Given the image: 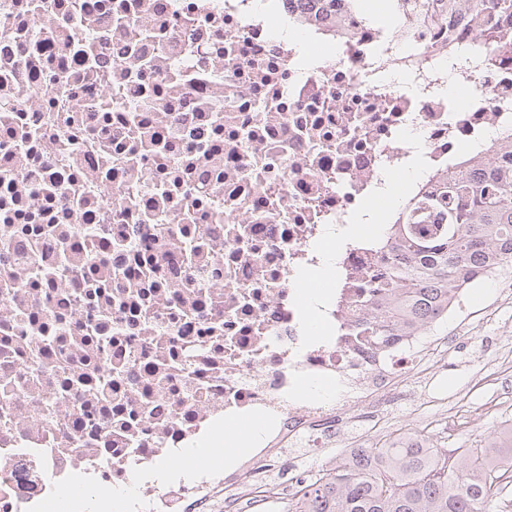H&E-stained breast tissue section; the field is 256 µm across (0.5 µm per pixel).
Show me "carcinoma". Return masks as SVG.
Here are the masks:
<instances>
[{
  "instance_id": "obj_1",
  "label": "carcinoma",
  "mask_w": 512,
  "mask_h": 512,
  "mask_svg": "<svg viewBox=\"0 0 512 512\" xmlns=\"http://www.w3.org/2000/svg\"><path fill=\"white\" fill-rule=\"evenodd\" d=\"M445 225L440 234L388 225L380 265L361 302L379 319L360 323L361 343L382 350L401 336L448 320L460 291L512 261V151L482 172L448 176L421 200ZM464 459L465 466L455 459ZM512 461V429L477 447L439 448L425 432L397 431L339 464L302 479L282 512H512L501 466ZM256 512L279 497L260 484Z\"/></svg>"
}]
</instances>
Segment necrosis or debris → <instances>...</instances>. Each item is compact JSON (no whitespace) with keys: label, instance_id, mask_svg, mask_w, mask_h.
<instances>
[{"label":"necrosis or debris","instance_id":"obj_1","mask_svg":"<svg viewBox=\"0 0 512 512\" xmlns=\"http://www.w3.org/2000/svg\"><path fill=\"white\" fill-rule=\"evenodd\" d=\"M476 2L451 26L408 0L391 25L360 0H0V512H251L288 443L383 412L427 335L352 332L382 195L512 147V21Z\"/></svg>","mask_w":512,"mask_h":512}]
</instances>
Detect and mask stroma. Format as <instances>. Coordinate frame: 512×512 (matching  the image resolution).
Segmentation results:
<instances>
[{
    "instance_id": "35a3bbf8",
    "label": "stroma",
    "mask_w": 512,
    "mask_h": 512,
    "mask_svg": "<svg viewBox=\"0 0 512 512\" xmlns=\"http://www.w3.org/2000/svg\"><path fill=\"white\" fill-rule=\"evenodd\" d=\"M473 309L471 322L451 319L442 329L453 339L447 363L404 383V396L367 422V429L380 435L399 427L424 429L441 448H455L463 441L473 444L500 431L503 411L512 409V372L499 369L500 362L512 357V297L502 298L489 282ZM344 453L337 442L327 448H287L271 463L267 479L283 494H291L294 477Z\"/></svg>"
}]
</instances>
